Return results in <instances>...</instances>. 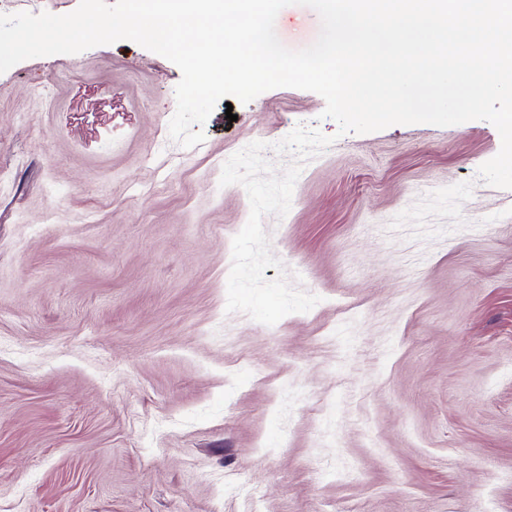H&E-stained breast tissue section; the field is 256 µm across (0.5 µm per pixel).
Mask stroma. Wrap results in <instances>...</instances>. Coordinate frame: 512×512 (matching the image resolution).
Wrapping results in <instances>:
<instances>
[{
    "label": "stroma",
    "mask_w": 512,
    "mask_h": 512,
    "mask_svg": "<svg viewBox=\"0 0 512 512\" xmlns=\"http://www.w3.org/2000/svg\"><path fill=\"white\" fill-rule=\"evenodd\" d=\"M318 13L284 7L300 50ZM176 65L120 40L0 74V512H512V189L484 120L339 135L319 94L169 136ZM236 119L228 121L225 112ZM271 251L310 311L226 310L224 163L296 127ZM257 487L259 499L247 490Z\"/></svg>",
    "instance_id": "stroma-1"
}]
</instances>
